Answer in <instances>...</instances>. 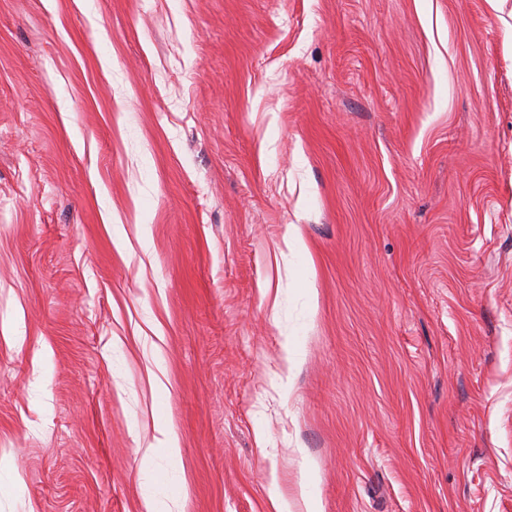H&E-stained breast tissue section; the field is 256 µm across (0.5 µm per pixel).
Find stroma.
<instances>
[{
  "label": "stroma",
  "mask_w": 512,
  "mask_h": 512,
  "mask_svg": "<svg viewBox=\"0 0 512 512\" xmlns=\"http://www.w3.org/2000/svg\"><path fill=\"white\" fill-rule=\"evenodd\" d=\"M0 459V512H512V0H0Z\"/></svg>",
  "instance_id": "1"
}]
</instances>
